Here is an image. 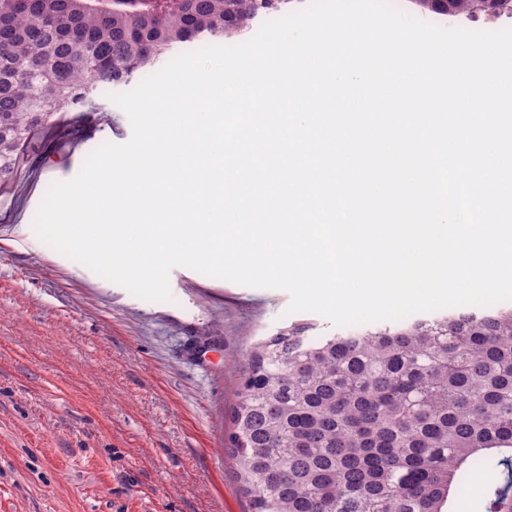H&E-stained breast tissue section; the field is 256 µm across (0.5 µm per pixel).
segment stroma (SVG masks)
I'll use <instances>...</instances> for the list:
<instances>
[{"mask_svg": "<svg viewBox=\"0 0 512 512\" xmlns=\"http://www.w3.org/2000/svg\"><path fill=\"white\" fill-rule=\"evenodd\" d=\"M125 90L64 113L0 193V512H247L224 449L242 361L294 324L337 331L286 291L184 266L171 300H145L36 236L49 185L130 139Z\"/></svg>", "mask_w": 512, "mask_h": 512, "instance_id": "obj_1", "label": "stroma"}]
</instances>
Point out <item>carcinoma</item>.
Returning <instances> with one entry per match:
<instances>
[{
    "label": "carcinoma",
    "instance_id": "obj_1",
    "mask_svg": "<svg viewBox=\"0 0 512 512\" xmlns=\"http://www.w3.org/2000/svg\"><path fill=\"white\" fill-rule=\"evenodd\" d=\"M290 0H0V192L39 130L176 43L231 38ZM465 5L512 16V0ZM247 356L224 445L248 512H512V308L308 336ZM485 481L486 477L484 474L474 475L468 484L467 494L453 510L456 512H473V504L481 498Z\"/></svg>",
    "mask_w": 512,
    "mask_h": 512
}]
</instances>
